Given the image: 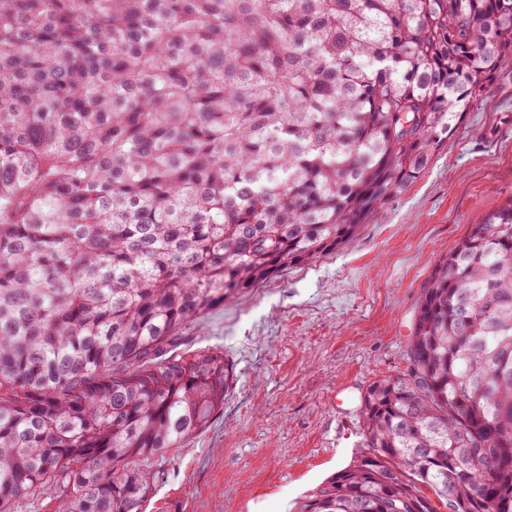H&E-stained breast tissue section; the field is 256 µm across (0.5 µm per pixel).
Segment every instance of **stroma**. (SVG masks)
Returning a JSON list of instances; mask_svg holds the SVG:
<instances>
[{"label": "stroma", "mask_w": 512, "mask_h": 512, "mask_svg": "<svg viewBox=\"0 0 512 512\" xmlns=\"http://www.w3.org/2000/svg\"><path fill=\"white\" fill-rule=\"evenodd\" d=\"M511 200L509 57L426 173L352 241L180 329L177 351H223L236 381L210 426L169 450L145 512H299L357 456L361 398L403 370L434 260Z\"/></svg>", "instance_id": "stroma-1"}]
</instances>
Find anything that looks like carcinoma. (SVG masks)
Here are the masks:
<instances>
[{
	"label": "carcinoma",
	"mask_w": 512,
	"mask_h": 512,
	"mask_svg": "<svg viewBox=\"0 0 512 512\" xmlns=\"http://www.w3.org/2000/svg\"><path fill=\"white\" fill-rule=\"evenodd\" d=\"M512 55V0H0V512H143L224 410L182 325L342 248ZM301 512H512V202L435 260Z\"/></svg>",
	"instance_id": "carcinoma-1"
}]
</instances>
